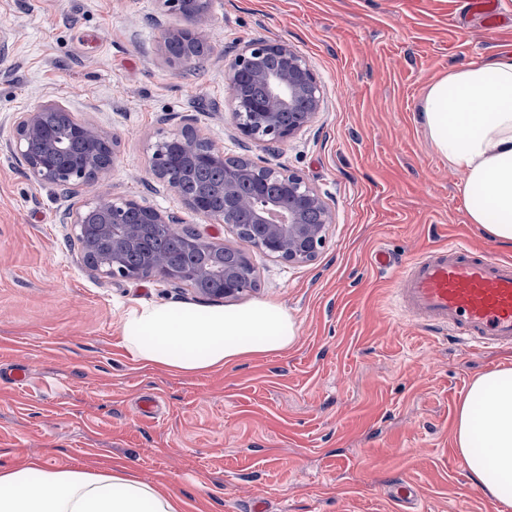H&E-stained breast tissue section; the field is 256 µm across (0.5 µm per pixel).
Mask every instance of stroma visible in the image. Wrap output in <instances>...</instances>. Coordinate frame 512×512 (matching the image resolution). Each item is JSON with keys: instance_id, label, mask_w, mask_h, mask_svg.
I'll return each mask as SVG.
<instances>
[{"instance_id": "obj_1", "label": "stroma", "mask_w": 512, "mask_h": 512, "mask_svg": "<svg viewBox=\"0 0 512 512\" xmlns=\"http://www.w3.org/2000/svg\"><path fill=\"white\" fill-rule=\"evenodd\" d=\"M471 0H212L203 69L163 59L174 15L160 0H0V467L125 468L185 512H508L473 479L455 445L472 379L512 364L445 330L391 313L402 262L449 243L499 259L512 249L469 223L458 187L418 114L428 85L512 49V0L497 26ZM283 39L317 74L323 105L296 138L245 140L228 67L248 42ZM56 102L118 141L103 190L174 214L240 248L233 226L189 212L151 167L162 135L192 128L228 156L302 172L332 216L314 260L251 249L258 287L221 302L157 278L115 281L86 267L61 214L68 203L5 149L14 113ZM137 301L235 307L274 302L298 324L287 350L182 376L120 344ZM159 403L155 417L139 403ZM416 489L414 504L392 490Z\"/></svg>"}]
</instances>
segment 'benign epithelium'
I'll use <instances>...</instances> for the list:
<instances>
[{
  "instance_id": "benign-epithelium-1",
  "label": "benign epithelium",
  "mask_w": 512,
  "mask_h": 512,
  "mask_svg": "<svg viewBox=\"0 0 512 512\" xmlns=\"http://www.w3.org/2000/svg\"><path fill=\"white\" fill-rule=\"evenodd\" d=\"M166 11L180 24L162 34L160 49L168 65L183 69L194 61L190 54H175L171 45L187 47L207 41L212 0H161ZM228 80L231 112L240 134L266 145L288 142L308 126L322 104L321 83L308 60L284 40H253L233 59ZM262 89L259 94L251 87ZM284 112L297 118L288 124ZM9 153L22 163L35 180L51 186L57 196L67 198L77 186H90L112 169L117 141L99 128L77 119L55 102L38 103L13 119ZM91 141L96 148L76 156L75 142ZM224 153L213 148L193 130L172 133L160 141L152 155V170L164 180L190 211L231 225L242 236L254 230L259 250L290 263L310 261L326 239L332 214L323 197L298 172L270 163L264 158L235 157L224 174V208L214 209L210 190L194 183L193 169L224 162ZM247 212L249 225L235 217ZM320 213L318 224L309 214ZM71 226L82 251L94 261L93 270L113 280L157 277L184 282L206 298L235 296L247 288L254 275L247 257L235 264L224 263V254L209 251L198 255L207 243L200 234L187 232L179 220L134 200L114 202L109 196L93 197L82 208L62 214ZM176 233L184 242L185 254L171 258L148 250L150 237L160 232ZM140 250L145 269L131 270L124 255Z\"/></svg>"
}]
</instances>
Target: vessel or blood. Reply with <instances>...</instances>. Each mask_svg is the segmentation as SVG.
Wrapping results in <instances>:
<instances>
[{"label": "vessel or blood", "mask_w": 512, "mask_h": 512, "mask_svg": "<svg viewBox=\"0 0 512 512\" xmlns=\"http://www.w3.org/2000/svg\"><path fill=\"white\" fill-rule=\"evenodd\" d=\"M391 305L469 347H512V262L461 244L417 254L402 267Z\"/></svg>", "instance_id": "obj_1"}]
</instances>
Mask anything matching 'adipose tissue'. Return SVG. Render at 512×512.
Here are the masks:
<instances>
[{"instance_id":"ef3b65f1","label":"adipose tissue","mask_w":512,"mask_h":512,"mask_svg":"<svg viewBox=\"0 0 512 512\" xmlns=\"http://www.w3.org/2000/svg\"><path fill=\"white\" fill-rule=\"evenodd\" d=\"M421 122L435 151L461 171L471 223L512 249V53L450 69L425 91ZM298 325L279 304L205 311L137 302L123 315L122 344L137 360L196 375L286 350ZM456 447L485 493L512 505V367L475 377L458 410ZM123 469H56L33 460L0 468V512H184Z\"/></svg>"}]
</instances>
